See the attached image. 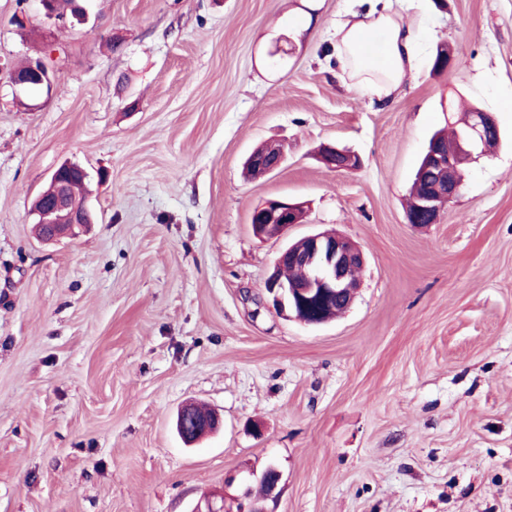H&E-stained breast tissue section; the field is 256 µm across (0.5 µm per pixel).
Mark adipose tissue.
<instances>
[{
	"label": "adipose tissue",
	"mask_w": 512,
	"mask_h": 512,
	"mask_svg": "<svg viewBox=\"0 0 512 512\" xmlns=\"http://www.w3.org/2000/svg\"><path fill=\"white\" fill-rule=\"evenodd\" d=\"M417 39L391 0H370L364 11L346 12L337 21L331 54L342 71L351 72L354 89L388 102L417 68Z\"/></svg>",
	"instance_id": "obj_1"
}]
</instances>
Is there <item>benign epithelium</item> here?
<instances>
[{"label":"benign epithelium","mask_w":512,"mask_h":512,"mask_svg":"<svg viewBox=\"0 0 512 512\" xmlns=\"http://www.w3.org/2000/svg\"><path fill=\"white\" fill-rule=\"evenodd\" d=\"M11 83L23 92L30 86H52L51 68L44 58L32 60L27 69H15L10 74ZM461 124L465 127V136L459 141L455 156L444 158L437 142H432L425 154V167L435 173L413 199L412 210L406 212L408 222L423 219L428 224L438 222L445 205L461 192V183L457 172L459 166L472 158L474 152L485 146L490 136L499 137L498 126L487 112L474 111L464 114ZM283 150L274 144L256 148L247 158L250 165L266 168L270 173L281 164ZM319 155L329 168L340 171H352L360 166V160L350 152L335 144L321 145ZM80 176L88 180V171L80 164L63 162L52 174V190L45 199V206L34 207L31 214L35 224L43 228L42 239L46 242L74 237L79 230L93 223V212L86 200L77 201L69 191V177ZM305 213L299 203L284 198H271L257 205L251 214L253 234L259 239L282 237L288 230L303 223ZM307 251L293 250V244L283 249L276 259L274 270L265 283L268 303L286 317L307 326L326 323L319 307L335 299L345 306L352 305L357 295V287L349 282L352 270L363 267L364 254L349 238L336 232H321L304 237ZM298 260L309 270L303 282H290L282 273L284 257ZM176 430L186 445L195 444L210 432L209 422L199 420L193 415V405L182 406L176 416ZM267 482L264 497L250 502L248 509L239 512H267L264 502L276 498V490L281 479L278 468L270 464L263 472ZM189 512H231L225 503L211 497L199 501Z\"/></svg>","instance_id":"obj_1"}]
</instances>
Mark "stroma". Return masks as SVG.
Listing matches in <instances>:
<instances>
[{
  "instance_id": "1",
  "label": "stroma",
  "mask_w": 512,
  "mask_h": 512,
  "mask_svg": "<svg viewBox=\"0 0 512 512\" xmlns=\"http://www.w3.org/2000/svg\"><path fill=\"white\" fill-rule=\"evenodd\" d=\"M77 2L57 23L0 0V512L232 505L271 464L267 512H512V0H393L419 64L386 103L326 56L347 0ZM40 55L52 88L17 105L10 73ZM455 100L500 144L438 223H408ZM265 141L282 166L245 179ZM324 142L360 167L324 166ZM67 160L96 220L47 244L31 208ZM273 197L305 220L261 240ZM324 230L365 264L351 308L309 327L264 284L286 240ZM189 400L224 419L191 448ZM194 405L182 406L176 416V430L186 445L195 444L200 438L210 432L211 422L198 420L193 415Z\"/></svg>"
}]
</instances>
